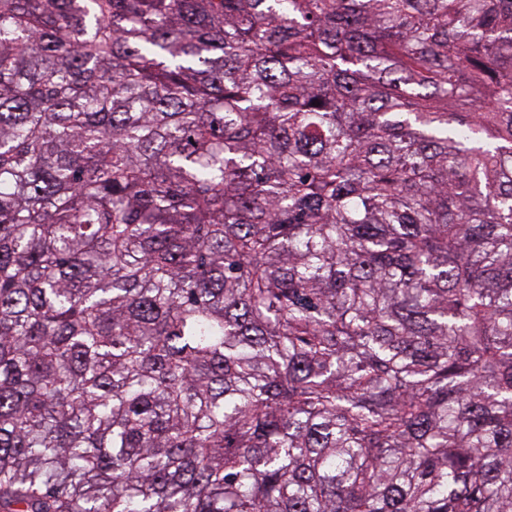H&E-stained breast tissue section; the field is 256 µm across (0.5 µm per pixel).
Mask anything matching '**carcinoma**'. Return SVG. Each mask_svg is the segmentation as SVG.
<instances>
[{
	"label": "carcinoma",
	"mask_w": 512,
	"mask_h": 512,
	"mask_svg": "<svg viewBox=\"0 0 512 512\" xmlns=\"http://www.w3.org/2000/svg\"><path fill=\"white\" fill-rule=\"evenodd\" d=\"M0 512H512V0H0Z\"/></svg>",
	"instance_id": "obj_1"
}]
</instances>
